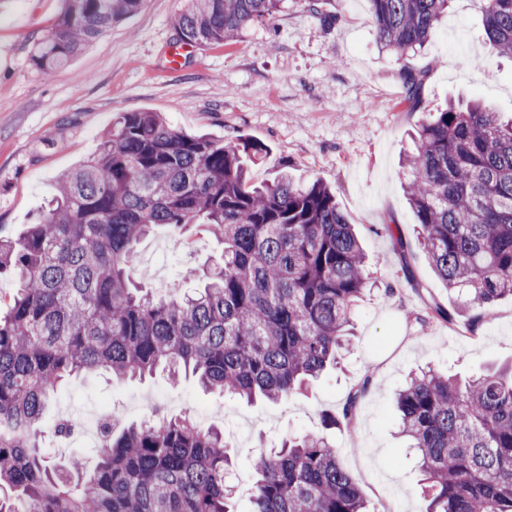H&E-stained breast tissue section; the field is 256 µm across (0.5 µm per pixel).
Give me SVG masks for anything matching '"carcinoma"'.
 Returning <instances> with one entry per match:
<instances>
[{
	"label": "carcinoma",
	"mask_w": 512,
	"mask_h": 512,
	"mask_svg": "<svg viewBox=\"0 0 512 512\" xmlns=\"http://www.w3.org/2000/svg\"><path fill=\"white\" fill-rule=\"evenodd\" d=\"M35 49L44 68L67 65L145 0H65ZM450 0H369L382 49L407 61L432 37ZM486 43L512 56V0H479ZM283 0H188L180 41L225 44L281 12ZM426 73L403 68L417 102ZM405 156L408 203L423 248L459 307L431 308L475 333L512 298V121L452 101L416 124ZM267 146L188 135L157 112H125L99 151L58 178L43 214L17 239L0 237V274L19 288L0 314V512H233L224 434L192 413L119 427L103 423L96 466L54 464L40 423L55 391L105 371L170 380L251 402L298 393L347 342L370 279L353 224L320 180L283 172L263 186L248 170ZM167 227L176 242L198 227L224 244L222 262L192 294L156 297L131 276L135 245ZM370 379L323 427L351 423ZM430 497L428 512H512V366L459 380L431 367L395 396ZM252 512H368L322 432L260 452Z\"/></svg>",
	"instance_id": "cac0c4a2"
}]
</instances>
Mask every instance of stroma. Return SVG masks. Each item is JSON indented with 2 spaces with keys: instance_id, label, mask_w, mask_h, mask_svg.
Wrapping results in <instances>:
<instances>
[{
  "instance_id": "35a3bbf8",
  "label": "stroma",
  "mask_w": 512,
  "mask_h": 512,
  "mask_svg": "<svg viewBox=\"0 0 512 512\" xmlns=\"http://www.w3.org/2000/svg\"><path fill=\"white\" fill-rule=\"evenodd\" d=\"M331 3L336 19L327 23L304 0H285L276 19L251 24L228 44L197 47L173 69L169 48L184 0H146L67 66L43 69L33 63L34 50L64 0H0V236L18 238L35 222L58 177L94 155L122 113L157 112L187 134L224 142L242 134L264 142L268 153L251 171L254 183L273 182L284 170L297 183L321 180L356 226L376 285L356 309L350 351L304 393L278 403L249 404L189 377L173 385L160 370L142 381L98 374L62 387L41 428L51 431L57 417L98 404L131 420L142 418L148 400L172 414L189 404L209 408L235 474L251 480L259 449L319 430L322 413L340 410L368 377L372 386L352 425L330 433L339 462L371 512H427L392 396L427 365L465 379L512 363V299L499 301L473 335L414 323L427 304L450 309L459 299L429 264L404 195L402 159L420 114L448 99L479 98L512 118V58L485 43L477 0H452L428 45L406 63L381 50L368 0ZM407 65L426 74L414 112L402 86ZM395 233L406 252L394 250ZM222 249L203 233L176 249L158 229L137 244L133 274L161 293L186 291L195 286L187 271L208 267ZM411 276L418 288L408 284Z\"/></svg>"
}]
</instances>
